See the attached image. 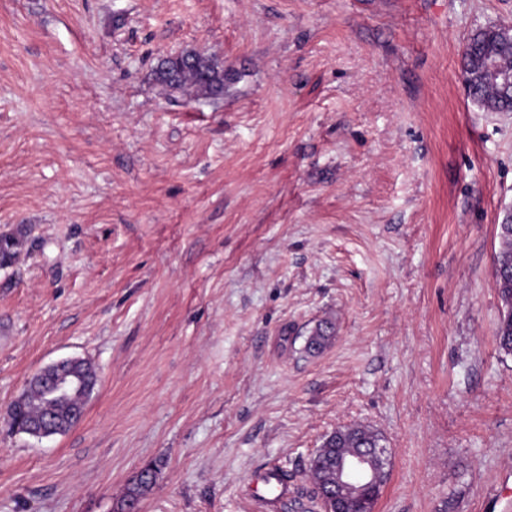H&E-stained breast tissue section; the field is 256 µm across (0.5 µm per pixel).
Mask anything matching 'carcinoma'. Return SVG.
Returning a JSON list of instances; mask_svg holds the SVG:
<instances>
[{
  "mask_svg": "<svg viewBox=\"0 0 512 512\" xmlns=\"http://www.w3.org/2000/svg\"><path fill=\"white\" fill-rule=\"evenodd\" d=\"M504 31L500 28L480 29L468 38V50L463 54V70L471 97L479 105L495 112H512V97L501 89L488 85L482 76L485 58L496 56L507 62L512 59V47L503 41ZM193 60L189 64L184 57H170L158 67L157 79L174 91H192L196 96L213 97L224 92V69L208 55L189 51L185 57ZM500 251L495 267V285L501 301L502 311L496 332L498 347L506 354H512V221L504 214L498 225ZM23 241L19 236L0 238V267L13 263L19 256ZM334 327L330 323L318 325L307 339L305 350L311 355L321 353L332 341ZM85 402L76 397L69 403H60L50 399L45 390H28L13 405V419L19 423L29 421L34 416L54 413L57 421L69 418L71 410L78 403ZM381 437L374 431L360 426L340 428L325 436L321 448L317 449L309 463L308 472L315 485L317 496L313 501L322 505L327 494H336L332 482V461L338 456L351 455L362 448L380 444ZM375 471L380 474L374 482L368 507L374 504L386 482L388 472L384 461L378 460ZM155 470L145 468L130 487L127 488L120 512H129L155 482ZM338 495V494H336ZM337 507L344 512H360L357 501L350 496L338 495Z\"/></svg>",
  "mask_w": 512,
  "mask_h": 512,
  "instance_id": "carcinoma-1",
  "label": "carcinoma"
}]
</instances>
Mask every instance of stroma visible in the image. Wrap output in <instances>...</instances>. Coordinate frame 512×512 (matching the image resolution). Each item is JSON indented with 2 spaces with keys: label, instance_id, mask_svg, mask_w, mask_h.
<instances>
[{
  "label": "stroma",
  "instance_id": "35a3bbf8",
  "mask_svg": "<svg viewBox=\"0 0 512 512\" xmlns=\"http://www.w3.org/2000/svg\"><path fill=\"white\" fill-rule=\"evenodd\" d=\"M512 0H0V407L89 359L84 418L0 420V512H262L283 467L357 425L374 512H487L512 475V354L495 332L512 112L475 104L476 29ZM224 93L170 90L182 51ZM335 338L305 351L317 324ZM193 60L188 64L182 57ZM157 79L174 91L191 90L196 96L213 97L224 92V68L208 55L189 51L164 60L158 67ZM156 471L147 467L136 478L130 487L127 488L126 494L124 495L121 505L120 512H127L134 503H137L141 496L149 491L155 482Z\"/></svg>",
  "mask_w": 512,
  "mask_h": 512
}]
</instances>
